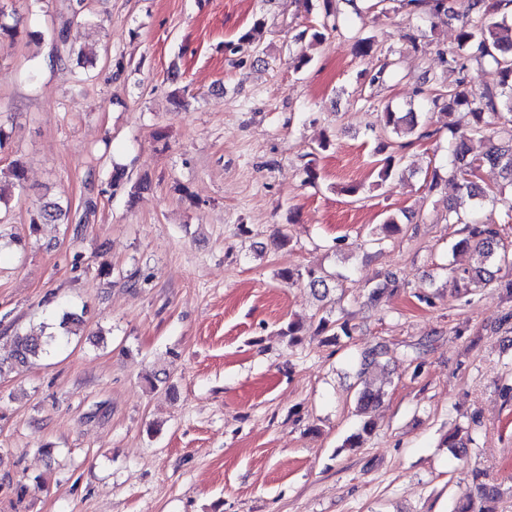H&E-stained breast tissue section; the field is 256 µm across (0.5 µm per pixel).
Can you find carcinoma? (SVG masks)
Returning a JSON list of instances; mask_svg holds the SVG:
<instances>
[{
    "instance_id": "cac0c4a2",
    "label": "carcinoma",
    "mask_w": 512,
    "mask_h": 512,
    "mask_svg": "<svg viewBox=\"0 0 512 512\" xmlns=\"http://www.w3.org/2000/svg\"><path fill=\"white\" fill-rule=\"evenodd\" d=\"M401 7L413 13L426 14L432 19L441 20L448 17V0H398ZM512 8V0H466V10L457 28V51L442 58V63L452 70L464 71V60L472 55L478 59L488 60L496 66L499 83L495 88L466 89L467 77L458 81L456 88H439L431 98L434 106H442V110H461L470 126L472 133L481 135L500 123L507 127L505 133L509 138L499 145H492L480 156L469 155L465 140L455 139L448 142V159L451 165L450 176L459 180V189L466 194L467 207L448 205L447 223L463 225L466 233L459 245L467 248L473 256V264L469 267L452 270L453 280L463 284L479 287L492 280L490 267L509 263L508 253L499 251V233L493 225L472 219L477 210L488 202L496 203L502 199L504 188L489 190L477 181L466 177L470 166L477 164L499 169L505 185L512 187V21L508 18V9ZM355 55L371 56L376 53L375 41L370 36H358L353 43ZM380 123L385 132L414 134L416 139L434 135L432 131L417 130V117L413 112L403 115L385 109L380 114ZM401 158L391 153L382 159L375 160L377 177L380 180L389 178L397 168ZM69 218L68 210L58 202H47L40 207L32 225L48 222H63ZM280 278L287 283L307 279L308 287L319 301L326 297L329 288L326 276L313 270L293 272L283 270ZM82 323V315L75 311L62 312L56 330L45 335L25 334L15 337L13 349L6 355H0V375L27 365L31 360L40 358L53 348H59L72 341L76 327ZM319 330L328 334V340L334 341L338 333H348L347 323H339L326 317L320 318ZM380 395L365 387L359 391L356 408L362 417L357 432L350 435L346 444L351 448L358 447L364 437L374 429L371 413ZM500 497V490L494 485L480 480V473L473 474L470 489L455 506V512H482L477 503H492Z\"/></svg>"
}]
</instances>
